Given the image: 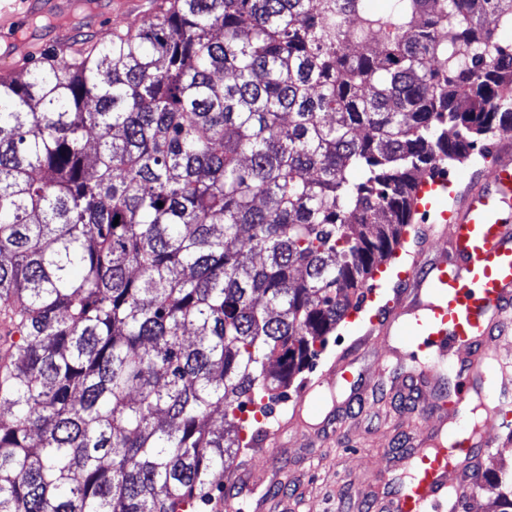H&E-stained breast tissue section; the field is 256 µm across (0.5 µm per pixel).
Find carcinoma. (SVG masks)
Masks as SVG:
<instances>
[{
	"instance_id": "cac0c4a2",
	"label": "carcinoma",
	"mask_w": 512,
	"mask_h": 512,
	"mask_svg": "<svg viewBox=\"0 0 512 512\" xmlns=\"http://www.w3.org/2000/svg\"><path fill=\"white\" fill-rule=\"evenodd\" d=\"M154 5L0 75V512H199L512 127V0Z\"/></svg>"
}]
</instances>
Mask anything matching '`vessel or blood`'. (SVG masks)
<instances>
[{
  "mask_svg": "<svg viewBox=\"0 0 512 512\" xmlns=\"http://www.w3.org/2000/svg\"><path fill=\"white\" fill-rule=\"evenodd\" d=\"M51 8L50 0H0V31ZM492 154L489 174L470 179L452 211L443 212L442 223L429 225V237L443 241V248L400 243L411 265L388 314L373 321L362 339L368 345L376 337L392 336L437 348V357L412 376L414 389L437 380L446 359L454 358L459 376L447 406L436 409L442 417L462 413L471 379L492 384L507 374L506 363L493 359L492 347L512 308V140H497ZM354 379L349 363L331 367L308 384L297 406L306 408L324 382L347 386ZM488 446L485 440L463 438L446 447L412 449L409 481L378 503L379 512H460ZM252 484L247 470L226 477V496L218 500L217 512H228L231 500Z\"/></svg>",
  "mask_w": 512,
  "mask_h": 512,
  "instance_id": "b4317fda",
  "label": "vessel or blood"
}]
</instances>
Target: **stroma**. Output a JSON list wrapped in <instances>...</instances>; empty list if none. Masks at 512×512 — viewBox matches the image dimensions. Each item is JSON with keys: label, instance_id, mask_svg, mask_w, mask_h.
I'll return each instance as SVG.
<instances>
[{"label": "stroma", "instance_id": "stroma-1", "mask_svg": "<svg viewBox=\"0 0 512 512\" xmlns=\"http://www.w3.org/2000/svg\"><path fill=\"white\" fill-rule=\"evenodd\" d=\"M152 2L136 0L128 14L124 0H60L51 12L34 15L17 32L0 36V72L13 70L24 49L36 52L54 47L59 33L77 41L98 39L125 18L144 22L152 16ZM482 167L479 158L449 167L448 190L420 210L421 225L438 222L441 211L450 207ZM409 262V256L397 257L378 275L377 286L361 311L330 334L325 351L311 370L295 379L276 415L291 416L307 382L346 353L352 354L363 373L360 393L353 398L339 384H326L314 396L319 409L308 418L309 430L288 433L273 454L243 450L241 458L254 472L257 493L240 497L237 512H365L372 498L383 495V467L395 474L404 470L402 458L420 435L421 409L438 405L448 383L441 380L415 391L406 389L403 383L408 374L397 367L390 340H377L365 350L356 343L369 329L371 317L392 299L397 275ZM480 436L493 443L482 459V473L511 472L512 428L503 417L486 419Z\"/></svg>", "mask_w": 512, "mask_h": 512}]
</instances>
